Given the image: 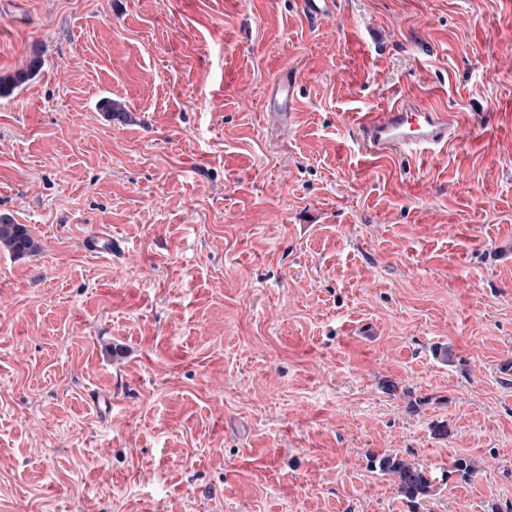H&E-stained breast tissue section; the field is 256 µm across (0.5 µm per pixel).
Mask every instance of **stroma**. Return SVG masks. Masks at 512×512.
Returning a JSON list of instances; mask_svg holds the SVG:
<instances>
[{
	"mask_svg": "<svg viewBox=\"0 0 512 512\" xmlns=\"http://www.w3.org/2000/svg\"><path fill=\"white\" fill-rule=\"evenodd\" d=\"M36 53L0 97L39 245L0 248V512H409L392 451L478 465L418 512L512 507V0H0V74ZM400 89L466 114L439 158L353 136ZM298 3L306 21L314 25L335 14L338 0H298ZM41 66V60L39 58H33L30 60L26 70H18L12 74L6 76H0V94H9L12 90L25 83ZM294 87L295 78L288 77V72H286V77L280 78L273 85L269 97V105L276 108L278 112H289V115H291L296 106Z\"/></svg>",
	"mask_w": 512,
	"mask_h": 512,
	"instance_id": "35a3bbf8",
	"label": "stroma"
}]
</instances>
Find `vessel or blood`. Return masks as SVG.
<instances>
[{
  "mask_svg": "<svg viewBox=\"0 0 512 512\" xmlns=\"http://www.w3.org/2000/svg\"><path fill=\"white\" fill-rule=\"evenodd\" d=\"M309 24H317L336 12L338 0H298ZM295 80L276 81L269 103L278 111L290 113L296 106ZM462 125L456 113L441 105L403 92L380 112L360 113L354 123L355 137L366 152L393 157L399 153L433 155L447 149Z\"/></svg>",
  "mask_w": 512,
  "mask_h": 512,
  "instance_id": "vessel-or-blood-1",
  "label": "vessel or blood"
}]
</instances>
